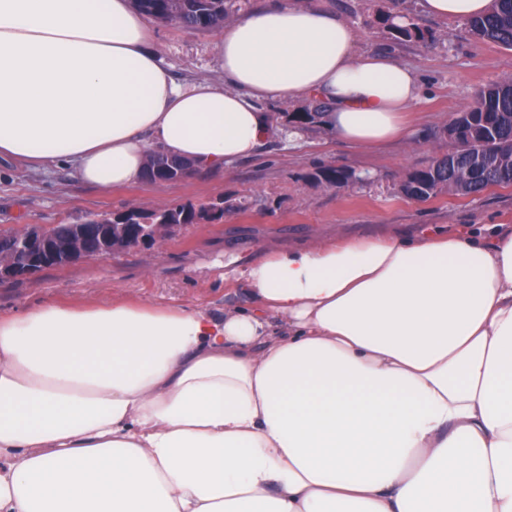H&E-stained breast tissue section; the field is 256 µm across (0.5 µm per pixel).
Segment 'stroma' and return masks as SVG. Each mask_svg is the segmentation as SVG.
<instances>
[{
	"instance_id": "obj_1",
	"label": "stroma",
	"mask_w": 512,
	"mask_h": 512,
	"mask_svg": "<svg viewBox=\"0 0 512 512\" xmlns=\"http://www.w3.org/2000/svg\"><path fill=\"white\" fill-rule=\"evenodd\" d=\"M321 4L355 29L359 52L389 53L418 73L422 89L411 106L408 140L360 148L314 125L292 142L267 135L253 156L222 170L172 183L145 180L108 192L74 180L62 165L33 172L1 162L0 229L74 223L87 214H109L128 205H197L221 196L236 199L244 208L220 224L179 227L160 245L143 244L105 260L87 259L0 281V314L46 301L108 303L124 298L220 313L252 302L244 283L225 281V270L243 268L264 251L315 247L339 237L413 239L430 228L485 235L492 225L512 224V187L467 198L444 194L426 202L397 192L406 172L450 150L448 125L468 108L474 92L512 77V49L473 38L462 22L423 14L418 0ZM394 13L417 24L423 38L393 40L385 19ZM151 28L175 81L222 79L216 31L156 20ZM319 165L343 167L358 179L343 188L317 184L310 175ZM364 173L369 181H361Z\"/></svg>"
}]
</instances>
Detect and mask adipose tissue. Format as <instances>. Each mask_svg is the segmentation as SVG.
I'll return each mask as SVG.
<instances>
[{"instance_id":"adipose-tissue-1","label":"adipose tissue","mask_w":512,"mask_h":512,"mask_svg":"<svg viewBox=\"0 0 512 512\" xmlns=\"http://www.w3.org/2000/svg\"><path fill=\"white\" fill-rule=\"evenodd\" d=\"M175 82L131 0H0V159L102 191L153 152L252 155L263 100L404 138L420 78L316 0L226 24ZM252 307L0 315V512H512V225L265 253Z\"/></svg>"}]
</instances>
